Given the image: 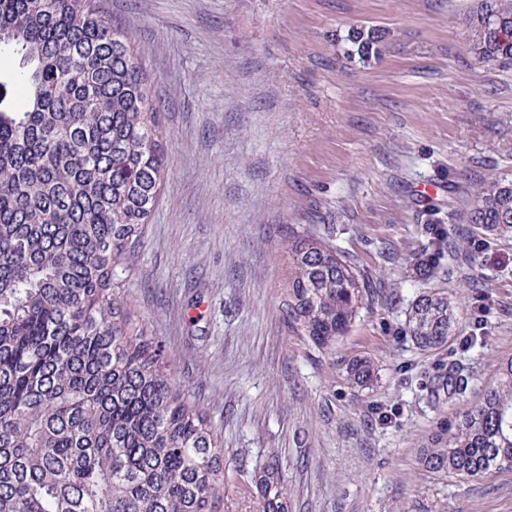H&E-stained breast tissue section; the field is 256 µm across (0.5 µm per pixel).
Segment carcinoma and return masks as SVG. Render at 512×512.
Returning a JSON list of instances; mask_svg holds the SVG:
<instances>
[{
    "instance_id": "1",
    "label": "carcinoma",
    "mask_w": 512,
    "mask_h": 512,
    "mask_svg": "<svg viewBox=\"0 0 512 512\" xmlns=\"http://www.w3.org/2000/svg\"><path fill=\"white\" fill-rule=\"evenodd\" d=\"M464 36L476 60L511 67L512 0H472ZM385 40L376 28L352 34L363 57ZM0 54L19 57L0 80V512H218L224 449L203 412L119 300L102 308L108 290L125 287L119 272L166 173L142 58L98 0H0ZM464 214L486 232H512V181L488 178ZM427 232L435 252L450 244L442 218ZM286 250L288 322L330 352L384 294L323 238L291 230ZM455 320L450 297L423 294L407 334L421 351L438 349ZM347 371L357 385L375 374L368 358ZM467 386L448 368L449 397ZM418 460L468 481L512 471L511 354L493 386L427 436ZM254 488L259 512H289L276 456Z\"/></svg>"
}]
</instances>
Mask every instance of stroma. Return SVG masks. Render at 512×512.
Returning <instances> with one entry per match:
<instances>
[{
  "label": "stroma",
  "mask_w": 512,
  "mask_h": 512,
  "mask_svg": "<svg viewBox=\"0 0 512 512\" xmlns=\"http://www.w3.org/2000/svg\"><path fill=\"white\" fill-rule=\"evenodd\" d=\"M470 0H100L129 31L167 134V176L123 290L224 447L221 512H255L250 474L276 451L293 512H512V472L424 471L418 449L512 354V233L460 215L490 176L512 179V68L479 63ZM390 36L360 59L352 29ZM458 213L455 259L434 211ZM330 240L393 289L333 353L284 315L289 231ZM435 265L419 276L415 261ZM453 295L456 331L422 351L411 300ZM481 338L469 352L461 345ZM377 376L352 384L348 362ZM462 360L463 399L437 393Z\"/></svg>",
  "instance_id": "stroma-1"
}]
</instances>
